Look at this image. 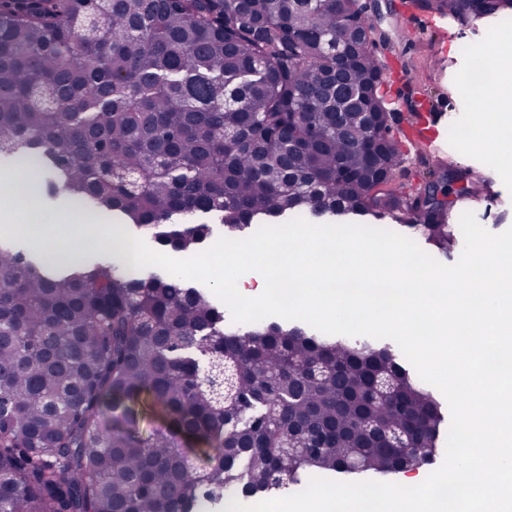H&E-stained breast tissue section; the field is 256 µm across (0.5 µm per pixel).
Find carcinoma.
<instances>
[{"label":"carcinoma","instance_id":"1","mask_svg":"<svg viewBox=\"0 0 512 512\" xmlns=\"http://www.w3.org/2000/svg\"><path fill=\"white\" fill-rule=\"evenodd\" d=\"M512 0H432L466 22ZM354 0H0V159L28 191L193 252L288 215L389 219L443 255L466 168L392 186ZM112 256L0 239V512H212L312 475L433 462L443 405L398 349L270 323ZM162 425L140 434L146 413Z\"/></svg>","mask_w":512,"mask_h":512}]
</instances>
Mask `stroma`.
I'll use <instances>...</instances> for the list:
<instances>
[{
	"mask_svg": "<svg viewBox=\"0 0 512 512\" xmlns=\"http://www.w3.org/2000/svg\"><path fill=\"white\" fill-rule=\"evenodd\" d=\"M368 20L378 39L377 54L392 71L407 70L412 81L387 94L392 132H399L415 112L432 108L442 117L439 154L405 146V160L394 174L397 185H418L437 165L469 168L485 181L484 193L460 199L455 215L470 211L489 232L512 227V176L491 161L486 143L505 112H486L476 91L458 87L475 69L478 55L512 53V13L463 23L452 18L432 22L430 13L405 7L404 0H369Z\"/></svg>",
	"mask_w": 512,
	"mask_h": 512,
	"instance_id": "stroma-1",
	"label": "stroma"
}]
</instances>
